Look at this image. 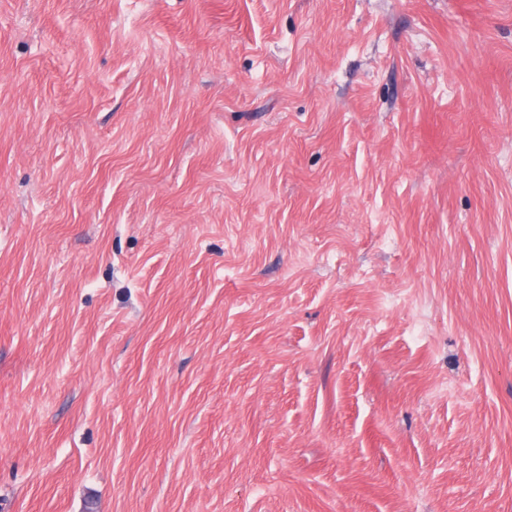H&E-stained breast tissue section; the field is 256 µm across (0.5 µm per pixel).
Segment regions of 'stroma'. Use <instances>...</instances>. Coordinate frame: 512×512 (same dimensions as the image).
<instances>
[{"label":"stroma","mask_w":512,"mask_h":512,"mask_svg":"<svg viewBox=\"0 0 512 512\" xmlns=\"http://www.w3.org/2000/svg\"><path fill=\"white\" fill-rule=\"evenodd\" d=\"M0 512H512V0H0Z\"/></svg>","instance_id":"stroma-1"}]
</instances>
